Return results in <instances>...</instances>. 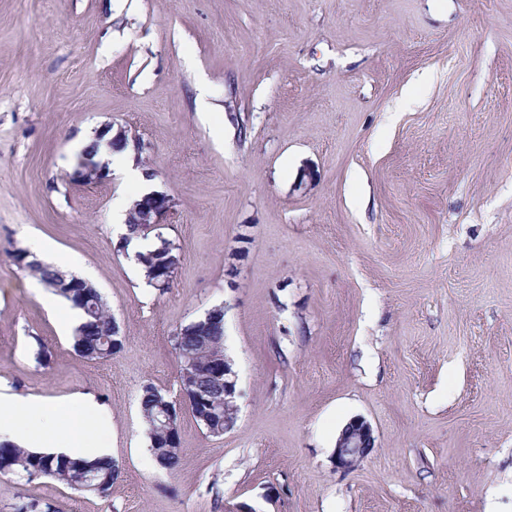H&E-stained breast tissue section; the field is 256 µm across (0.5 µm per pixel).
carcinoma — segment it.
<instances>
[{
	"label": "carcinoma",
	"instance_id": "obj_1",
	"mask_svg": "<svg viewBox=\"0 0 512 512\" xmlns=\"http://www.w3.org/2000/svg\"><path fill=\"white\" fill-rule=\"evenodd\" d=\"M157 240L153 249L136 254L149 284L156 280L157 263L169 255L175 256L172 241L160 235ZM6 253L15 265L31 271L46 288L81 310L82 322L73 336V347L79 356L100 360L122 350V338L112 330L115 318L95 286L77 281L74 275L51 265L26 258L28 252L23 248L14 247ZM172 342L180 362L191 361L200 368L198 387L190 395L189 412L209 435H224V374L215 372V367L224 364V306L216 305L203 317L180 327ZM168 402L169 398L152 384L144 386L138 398L149 451L159 469L173 473L181 464L179 436L168 437L158 424L162 407ZM0 474H20L29 479L49 477L75 490L105 497L120 477L121 469L110 457L53 456L0 442Z\"/></svg>",
	"mask_w": 512,
	"mask_h": 512
}]
</instances>
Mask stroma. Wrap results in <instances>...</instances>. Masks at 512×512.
<instances>
[{"mask_svg": "<svg viewBox=\"0 0 512 512\" xmlns=\"http://www.w3.org/2000/svg\"><path fill=\"white\" fill-rule=\"evenodd\" d=\"M107 125L173 201L167 291L118 245L141 186L73 177ZM31 237L123 348L78 356L0 252V382L93 393L121 476L101 498L0 475V512H512V0H0V245ZM216 305L238 420L182 414L170 474L138 396H177L172 336ZM353 418L375 446L343 471Z\"/></svg>", "mask_w": 512, "mask_h": 512, "instance_id": "1", "label": "stroma"}]
</instances>
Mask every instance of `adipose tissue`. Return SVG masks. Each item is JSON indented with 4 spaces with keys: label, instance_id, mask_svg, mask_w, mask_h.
Returning <instances> with one entry per match:
<instances>
[{
    "label": "adipose tissue",
    "instance_id": "1",
    "mask_svg": "<svg viewBox=\"0 0 512 512\" xmlns=\"http://www.w3.org/2000/svg\"><path fill=\"white\" fill-rule=\"evenodd\" d=\"M77 401L82 411L79 428L62 441L58 432L66 415L63 405L37 396H20L0 386V441L50 455H76L84 446L85 434L101 436L110 424L108 411L93 396L81 394Z\"/></svg>",
    "mask_w": 512,
    "mask_h": 512
}]
</instances>
